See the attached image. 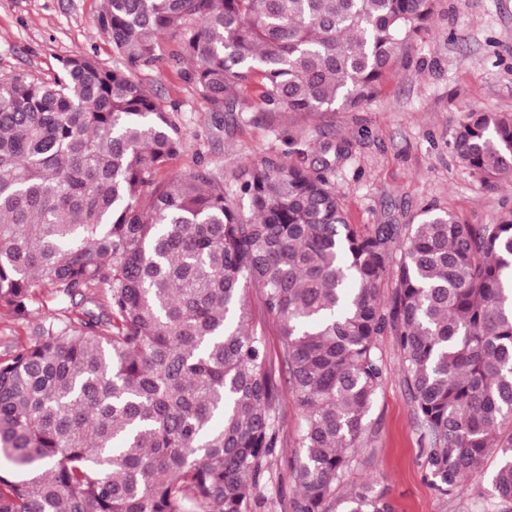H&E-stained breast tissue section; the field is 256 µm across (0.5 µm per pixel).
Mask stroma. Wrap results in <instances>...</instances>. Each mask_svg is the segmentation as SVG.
<instances>
[{"mask_svg":"<svg viewBox=\"0 0 512 512\" xmlns=\"http://www.w3.org/2000/svg\"><path fill=\"white\" fill-rule=\"evenodd\" d=\"M102 10L103 0H0V75L28 72L51 79L64 59L79 55L115 64ZM157 42L159 63L137 78L184 133L167 174L202 163L234 192L244 163L279 154L308 166L321 146L345 140L350 153L332 180L358 227L409 224L428 206L468 224H489L512 206V174L487 187L452 151L466 113H512V0H441L432 39L418 45L411 62L370 103L320 117L292 114L274 123L256 109L209 111L176 61L180 36L165 34ZM377 344L385 376L368 418L371 442L361 449L346 487L372 485L393 512H479L496 457L467 479L463 493L441 494L429 472V446L415 420L394 339L385 335ZM299 422L298 411L286 407L283 448L272 465L276 481L263 490L264 502L255 512H293L292 445Z\"/></svg>","mask_w":512,"mask_h":512,"instance_id":"1","label":"stroma"}]
</instances>
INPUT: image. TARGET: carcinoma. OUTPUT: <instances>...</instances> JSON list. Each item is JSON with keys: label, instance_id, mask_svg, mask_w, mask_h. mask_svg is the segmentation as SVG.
Here are the masks:
<instances>
[{"label": "carcinoma", "instance_id": "obj_1", "mask_svg": "<svg viewBox=\"0 0 512 512\" xmlns=\"http://www.w3.org/2000/svg\"><path fill=\"white\" fill-rule=\"evenodd\" d=\"M439 5L105 0L114 66L0 77V311L41 318L39 290L71 302L0 357V512H254L283 447L285 373L294 512H391L368 486L336 494L370 442L386 334L435 485L463 491L494 454L483 512H512V208L360 231L329 177L345 143L310 167L265 156L238 194L204 165L161 178L183 133L135 77L174 31L212 112L252 107L250 88L271 117L358 109ZM453 151L495 185L512 114L467 113Z\"/></svg>", "mask_w": 512, "mask_h": 512}]
</instances>
